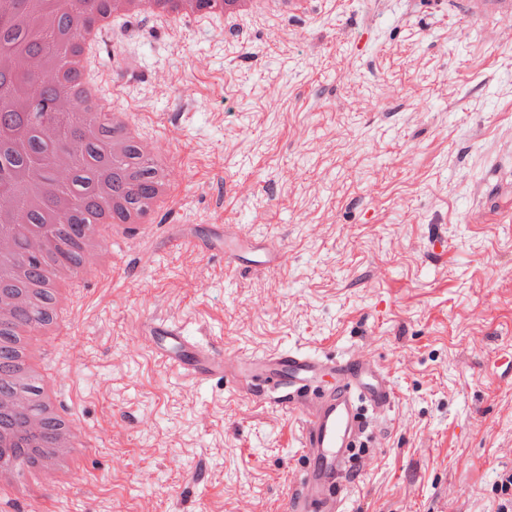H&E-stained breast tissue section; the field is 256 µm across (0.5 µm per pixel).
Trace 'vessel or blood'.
I'll return each mask as SVG.
<instances>
[{
    "label": "vessel or blood",
    "instance_id": "1",
    "mask_svg": "<svg viewBox=\"0 0 512 512\" xmlns=\"http://www.w3.org/2000/svg\"><path fill=\"white\" fill-rule=\"evenodd\" d=\"M201 247L230 259L247 251L253 262L265 267L281 262L279 254L258 243L216 231L202 240ZM146 334L153 354L187 377L229 378L262 401L298 412L303 471L288 498V512H345L344 480L354 452L370 439L373 419L387 417L396 400L391 382L373 361L288 350L228 364L222 354L193 345L175 326L151 322ZM329 370L339 378L333 390L320 386Z\"/></svg>",
    "mask_w": 512,
    "mask_h": 512
}]
</instances>
